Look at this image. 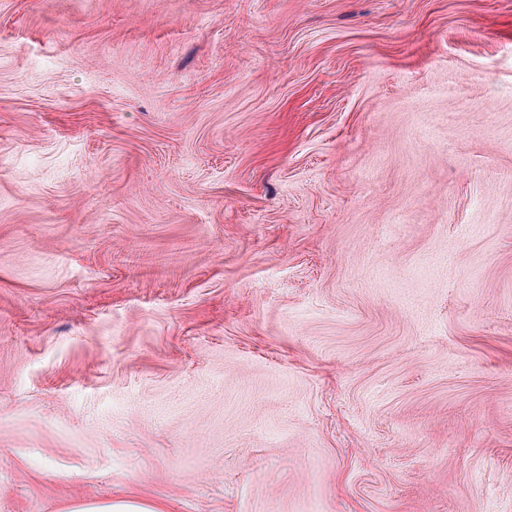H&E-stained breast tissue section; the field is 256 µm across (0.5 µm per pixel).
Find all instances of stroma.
Listing matches in <instances>:
<instances>
[{
  "label": "stroma",
  "mask_w": 512,
  "mask_h": 512,
  "mask_svg": "<svg viewBox=\"0 0 512 512\" xmlns=\"http://www.w3.org/2000/svg\"><path fill=\"white\" fill-rule=\"evenodd\" d=\"M512 512V0H0V512ZM64 512H165L157 505L135 499L116 498L108 502H73Z\"/></svg>",
  "instance_id": "35a3bbf8"
}]
</instances>
